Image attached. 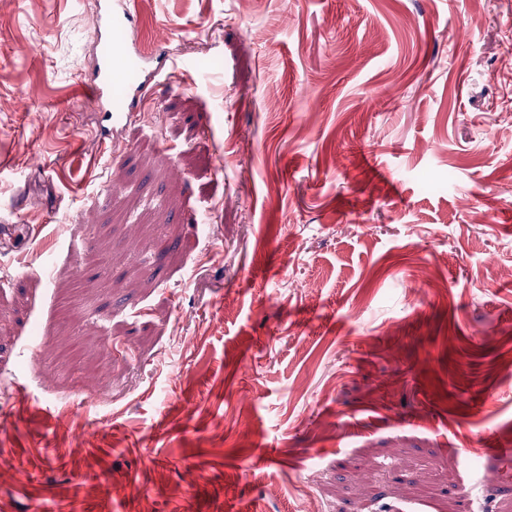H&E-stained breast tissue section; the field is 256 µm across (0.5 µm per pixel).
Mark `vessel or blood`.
Returning a JSON list of instances; mask_svg holds the SVG:
<instances>
[{"instance_id": "obj_1", "label": "vessel or blood", "mask_w": 512, "mask_h": 512, "mask_svg": "<svg viewBox=\"0 0 512 512\" xmlns=\"http://www.w3.org/2000/svg\"><path fill=\"white\" fill-rule=\"evenodd\" d=\"M135 23L131 0H100L92 20V37L99 52L83 88L105 118L95 130L103 149L119 147V132L148 102L157 100L170 70L178 63L165 43L150 50L140 48ZM36 234L33 226L1 222L0 252L9 253Z\"/></svg>"}]
</instances>
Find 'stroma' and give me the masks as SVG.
I'll return each instance as SVG.
<instances>
[{
	"label": "stroma",
	"mask_w": 512,
	"mask_h": 512,
	"mask_svg": "<svg viewBox=\"0 0 512 512\" xmlns=\"http://www.w3.org/2000/svg\"><path fill=\"white\" fill-rule=\"evenodd\" d=\"M97 2L0 9L40 228L0 256V512H458L512 470V0H133L196 64L112 161Z\"/></svg>",
	"instance_id": "1"
}]
</instances>
